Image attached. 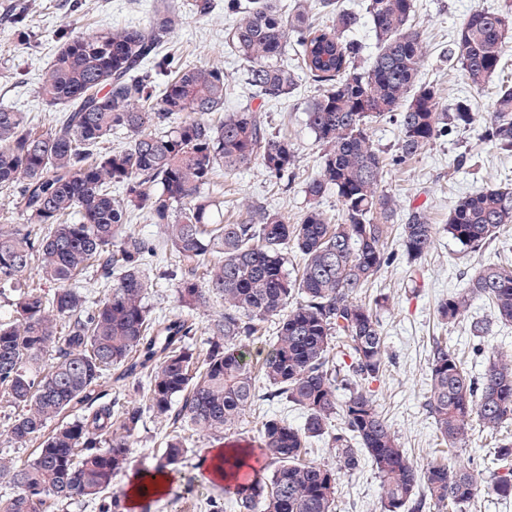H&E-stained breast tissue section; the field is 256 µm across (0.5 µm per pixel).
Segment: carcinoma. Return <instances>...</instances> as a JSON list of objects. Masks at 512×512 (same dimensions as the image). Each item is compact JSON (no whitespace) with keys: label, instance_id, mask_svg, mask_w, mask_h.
Listing matches in <instances>:
<instances>
[{"label":"carcinoma","instance_id":"obj_1","mask_svg":"<svg viewBox=\"0 0 512 512\" xmlns=\"http://www.w3.org/2000/svg\"><path fill=\"white\" fill-rule=\"evenodd\" d=\"M314 8L327 22L313 20L300 0L284 11L271 0H224V12L235 18L226 45L262 99L288 97L301 72L317 86L305 114L321 153L304 187L308 206L294 224L273 210H248L224 223L222 175L258 162L281 181L294 173L298 154L262 107L224 111V67L182 62L162 50L184 24L174 6L137 26L62 36L37 88L58 110L48 129L0 105V189L25 220L0 227V288L18 294L11 317L0 321V396L19 409L10 439L41 440L30 461L0 457V481L16 488L0 496V512H47L49 501L74 500L98 512H128L110 493L126 470L142 411L117 398L101 401L97 387L114 367L173 428L158 470L182 463L185 431L221 439L237 429L261 400L260 380L270 396L302 411L300 426L281 417L263 423L260 450L274 469L237 486V512H336L340 475L364 460L379 480L382 512H421L427 498L463 512L483 488L512 497V472L414 465L366 389L385 370L387 351L377 309L360 293L397 254L422 259L437 234L415 208L398 250L391 249L397 206L383 179L439 137L470 130L471 98L447 101L423 80L416 0H366L361 14L338 0H315ZM365 22L376 45L366 68L359 64L363 46L352 37ZM511 50L512 6L475 8L442 56L481 89ZM290 51L294 67L283 61ZM384 119L399 129L390 156L368 134ZM119 132L125 144L106 146ZM480 138L512 152L511 82L496 87ZM329 192L340 205L336 217L319 204ZM138 215L163 225L183 260L215 257L205 276L191 269L172 284L191 311L224 302L208 324L217 340L203 354L185 346L195 322L146 304V269L158 250L128 228ZM508 225L512 181L459 197L443 231L479 254ZM293 253L301 260L296 274L288 271ZM34 263L39 279L55 285L52 295L23 279ZM87 279L105 286L91 307L79 286ZM475 298L489 302L495 321L511 324L512 263L480 265L464 289L439 302V319L456 323ZM269 320L275 336L255 372L247 341ZM427 380L429 414L450 448L463 446L475 420L490 431L512 422V359L490 357L474 378L438 341ZM78 410L81 417L45 433L48 423ZM323 437L336 448L334 466L306 460L311 441Z\"/></svg>","mask_w":512,"mask_h":512}]
</instances>
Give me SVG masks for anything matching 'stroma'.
I'll use <instances>...</instances> for the list:
<instances>
[{"label": "stroma", "mask_w": 512, "mask_h": 512, "mask_svg": "<svg viewBox=\"0 0 512 512\" xmlns=\"http://www.w3.org/2000/svg\"><path fill=\"white\" fill-rule=\"evenodd\" d=\"M195 0H0V105L25 112L34 124L49 126L53 110L36 96L43 69L62 44L59 34L67 28L96 30L112 26L135 25L164 5L181 7L186 24L175 37L172 47L182 61L205 63L218 61L224 67L227 91L224 107L228 110L252 103L253 91L247 85L241 63L232 56L225 38L234 18L224 11V0H213V10L205 16L192 11ZM25 4L27 21L24 36H17L13 18L18 4ZM502 0H417L415 24L423 38L426 59L425 81L436 84L442 95L460 93L464 83L460 73L450 69L440 52L454 34L457 25L470 9L495 10ZM316 94L307 77H300L296 90L285 100H270L263 115L273 129L287 133L298 154V166L288 188L276 185L257 164L234 175L224 176V216L232 218L237 210L274 208L296 220L306 208V182L317 171L319 148L306 125L305 109ZM467 153L462 165H454L459 153ZM512 173V153L504 154L482 144L476 132L450 135L436 140L421 154L392 168L384 186L396 198L398 214L422 208L427 220L443 225L448 210L459 196L499 183ZM512 260V228L500 233L482 253L464 252L459 244L438 233L433 248L421 261L411 264L400 260L385 268L367 300L383 296L380 311L382 333L390 359L380 379L373 382V398L395 430L410 459L423 466L435 459L482 471L490 465L496 448L505 437L512 436V425L491 432L473 425L463 447L441 446L434 424L425 407L426 373L434 341L446 342L463 357L471 376L483 372L486 361L473 355L474 343L486 351L512 355V325L493 322L484 300H474L465 316L453 326L438 323L435 311L449 293L459 291L485 260ZM489 322L482 340H474L470 324ZM277 414L299 426L304 422L301 410L278 401L259 402L248 412L242 428L227 435L226 445L258 448V436L266 416ZM168 428L144 413L135 435L125 476L112 490L124 494L130 479L153 469L163 450ZM213 438L196 434L189 439V452L174 473L167 492L155 497L151 512H197L207 496L232 501L233 495L218 483L200 479L197 463L214 447ZM337 512H381L379 482L369 465L343 474L336 495Z\"/></svg>", "instance_id": "35a3bbf8"}]
</instances>
